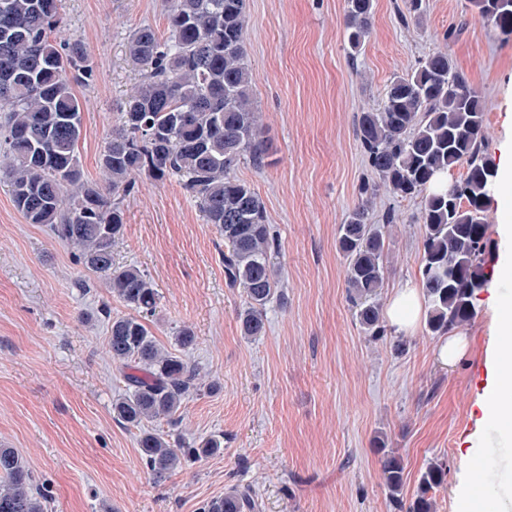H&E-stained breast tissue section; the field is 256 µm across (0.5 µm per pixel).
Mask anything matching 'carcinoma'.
Here are the masks:
<instances>
[{
	"label": "carcinoma",
	"instance_id": "1",
	"mask_svg": "<svg viewBox=\"0 0 512 512\" xmlns=\"http://www.w3.org/2000/svg\"><path fill=\"white\" fill-rule=\"evenodd\" d=\"M59 0H0V170L12 202L29 224H39L78 251L92 272L131 313L111 315L108 349L122 370L125 392L112 402L114 418L139 431L138 446L150 474L161 479L191 460L222 448L210 438L172 446L154 428L179 423L183 401L198 389L200 371L161 347L144 323L155 311L157 289L136 266H118L114 247L124 237L123 201L145 175L174 178L208 224L224 239V279L241 288L242 335L266 334V307L284 299L270 263L275 239L265 204L235 169L244 161L264 166L263 129L253 102L256 75L246 60V0H163L167 32L134 29L127 53L140 82L122 105L118 124L100 156L106 184L85 178L77 154L82 112L76 85L94 80L81 41L52 37ZM467 9L512 32V0H467ZM425 0H403L402 25H419ZM373 0H347L346 42L362 48L371 27ZM481 95L439 48L412 71L394 77L377 108L360 113L357 138L374 180H364L358 202L338 227L347 261L353 314L372 340L387 337L378 296L386 275L387 211L374 225L370 204L381 186L394 198L420 200L422 250L419 278L428 308L427 331L450 334L477 314V296L488 281L486 212L494 169L484 140ZM463 174L443 187L440 173ZM375 451L394 512H435L433 493L447 465L429 463L417 493L403 496L405 465L395 448ZM46 498L26 461L0 447V512H45ZM249 487H233L201 512H257Z\"/></svg>",
	"mask_w": 512,
	"mask_h": 512
}]
</instances>
